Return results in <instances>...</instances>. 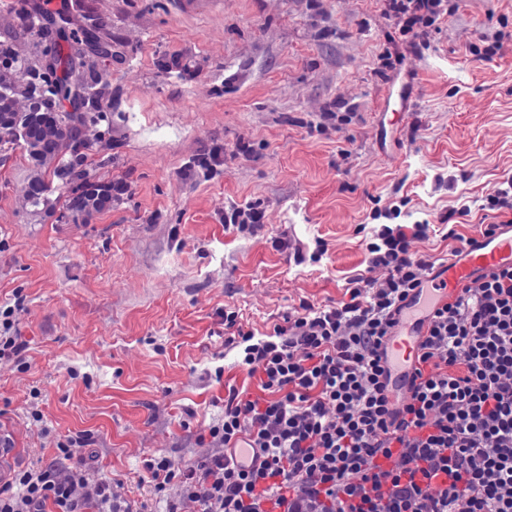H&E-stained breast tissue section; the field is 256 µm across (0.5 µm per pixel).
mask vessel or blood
<instances>
[{
    "mask_svg": "<svg viewBox=\"0 0 512 512\" xmlns=\"http://www.w3.org/2000/svg\"><path fill=\"white\" fill-rule=\"evenodd\" d=\"M506 267H512V226L503 225L495 234L473 237L431 275L423 296L403 311L387 348L389 389L394 398H404L409 391L414 374L410 353L424 335L432 311L476 277Z\"/></svg>",
    "mask_w": 512,
    "mask_h": 512,
    "instance_id": "b4317fda",
    "label": "vessel or blood"
}]
</instances>
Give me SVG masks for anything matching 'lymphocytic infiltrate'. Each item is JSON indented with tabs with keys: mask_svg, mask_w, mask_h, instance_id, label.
Listing matches in <instances>:
<instances>
[{
	"mask_svg": "<svg viewBox=\"0 0 512 512\" xmlns=\"http://www.w3.org/2000/svg\"><path fill=\"white\" fill-rule=\"evenodd\" d=\"M403 33L425 35L444 0H386ZM413 234L382 227L369 243L381 278L351 281L349 298L303 305L255 338L224 314L227 344L258 375L261 396L229 388L209 429L214 453L186 465L151 458L155 489L180 486L196 512H512V267L462 288L430 319L414 383L394 403L383 356L399 316L434 263ZM133 512L80 465L21 471L0 485V512ZM171 504L169 512H179Z\"/></svg>",
	"mask_w": 512,
	"mask_h": 512,
	"instance_id": "lymphocytic-infiltrate-1",
	"label": "lymphocytic infiltrate"
}]
</instances>
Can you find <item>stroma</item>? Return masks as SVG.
<instances>
[{"label": "stroma", "mask_w": 512, "mask_h": 512, "mask_svg": "<svg viewBox=\"0 0 512 512\" xmlns=\"http://www.w3.org/2000/svg\"><path fill=\"white\" fill-rule=\"evenodd\" d=\"M412 39L383 0H67L100 29L110 129L92 178L111 210L67 222L24 198L22 150L0 152V306L25 365L0 361L11 472L69 467L166 512L146 463L212 452L229 387L257 393L224 311L269 333L345 297L381 224L427 225L411 250L447 261L512 178V0H448ZM496 46L493 57L484 49ZM251 203L261 224L225 226Z\"/></svg>", "instance_id": "obj_1"}]
</instances>
